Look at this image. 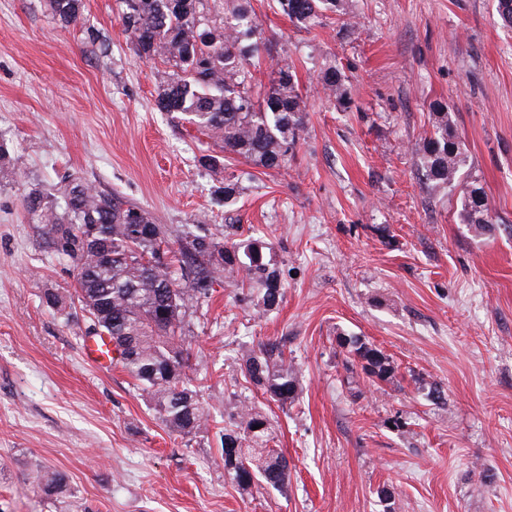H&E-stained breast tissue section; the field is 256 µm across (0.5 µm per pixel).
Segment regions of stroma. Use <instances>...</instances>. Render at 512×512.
Segmentation results:
<instances>
[{
	"label": "stroma",
	"mask_w": 512,
	"mask_h": 512,
	"mask_svg": "<svg viewBox=\"0 0 512 512\" xmlns=\"http://www.w3.org/2000/svg\"><path fill=\"white\" fill-rule=\"evenodd\" d=\"M252 5L265 37L256 84L288 60L308 104L279 172L200 165L210 142L158 111L169 69L136 57L118 0H84L67 28L47 0H0V148L17 163L0 177V512H512V30L496 0H353L348 33L332 13L307 31L272 0ZM330 60L348 107L322 94ZM437 101L494 216L483 234L459 223L460 188L433 189L416 167ZM71 174L172 238L199 227L272 245L277 310L257 315L221 282L183 309L207 430L169 432L121 366L86 360L74 267L24 205ZM231 176L240 193L218 204ZM49 288L65 311L45 303ZM345 336L379 348L392 382L351 361ZM275 340L298 369L288 408L241 373L244 352ZM239 403L272 420L283 489L244 490L225 472L221 435ZM35 469L59 489L32 486Z\"/></svg>",
	"instance_id": "1"
}]
</instances>
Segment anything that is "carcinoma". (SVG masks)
Returning a JSON list of instances; mask_svg holds the SVG:
<instances>
[{
	"mask_svg": "<svg viewBox=\"0 0 512 512\" xmlns=\"http://www.w3.org/2000/svg\"><path fill=\"white\" fill-rule=\"evenodd\" d=\"M278 12L297 27L321 26L331 12L348 20L351 0H274ZM62 26L77 23L83 0H49ZM205 0H122L121 23L135 54L171 67L160 85L156 106L175 112L212 140L217 151L204 154L209 170L242 159L263 169L286 168L301 138L307 103L293 64H276L271 87L259 99L250 70L259 54L262 32L251 0H224V28L209 24ZM323 92L339 106L349 104L346 76L334 64L319 73ZM432 131L416 148V165L436 189L454 188L467 162L465 144L456 134L448 106L432 105ZM28 212L40 236L76 271L79 301L93 329L112 338L118 363L149 394L166 427L189 435L206 427L209 405L185 369L189 352L182 336V309L190 295H208L226 278L251 290L261 314L277 309L283 292L277 261L267 243L220 245L207 234L187 242L171 240L146 210L102 194L77 176L56 192L32 189ZM458 217L482 233L493 224L484 188L466 183ZM218 259H213V255ZM366 373L381 381L394 368L374 345L355 337L342 339ZM249 382L282 406L295 403L299 380L295 367L273 342L243 356ZM224 429V471L240 487L263 483L281 489L288 483V460L270 447V419L253 406L232 413Z\"/></svg>",
	"mask_w": 512,
	"mask_h": 512,
	"instance_id": "1",
	"label": "carcinoma"
}]
</instances>
